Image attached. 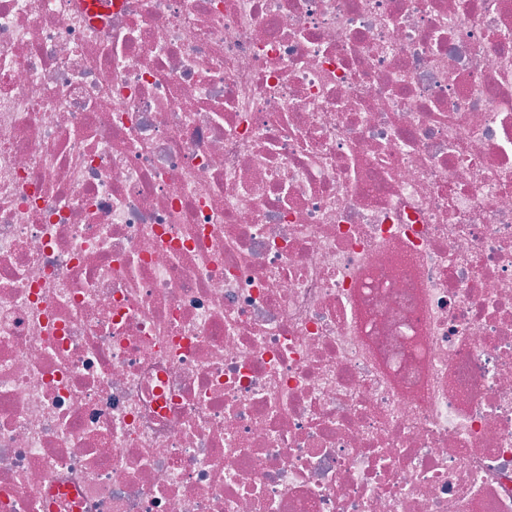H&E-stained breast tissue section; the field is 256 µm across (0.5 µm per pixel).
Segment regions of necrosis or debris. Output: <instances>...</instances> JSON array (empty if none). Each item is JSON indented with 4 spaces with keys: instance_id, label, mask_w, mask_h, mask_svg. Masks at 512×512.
Instances as JSON below:
<instances>
[{
    "instance_id": "obj_1",
    "label": "necrosis or debris",
    "mask_w": 512,
    "mask_h": 512,
    "mask_svg": "<svg viewBox=\"0 0 512 512\" xmlns=\"http://www.w3.org/2000/svg\"><path fill=\"white\" fill-rule=\"evenodd\" d=\"M0 0V512H512V0Z\"/></svg>"
}]
</instances>
